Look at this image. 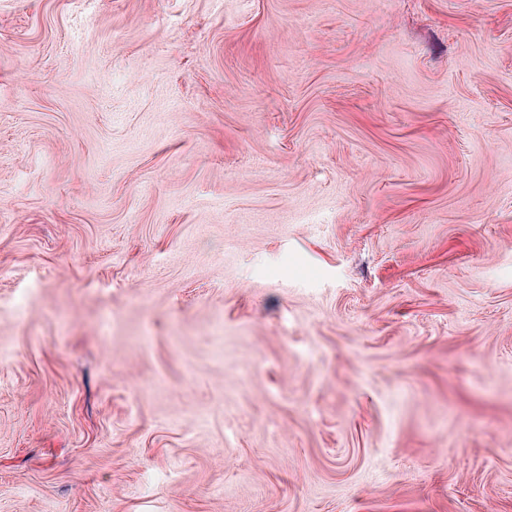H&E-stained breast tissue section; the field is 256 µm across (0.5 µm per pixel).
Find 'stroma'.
Masks as SVG:
<instances>
[{"instance_id": "stroma-1", "label": "stroma", "mask_w": 512, "mask_h": 512, "mask_svg": "<svg viewBox=\"0 0 512 512\" xmlns=\"http://www.w3.org/2000/svg\"><path fill=\"white\" fill-rule=\"evenodd\" d=\"M0 512H512V0H0Z\"/></svg>"}]
</instances>
